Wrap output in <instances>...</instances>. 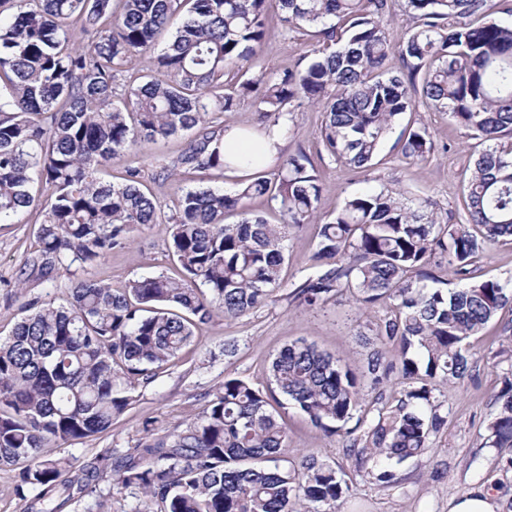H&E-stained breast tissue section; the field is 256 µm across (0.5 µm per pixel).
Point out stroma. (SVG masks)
Returning <instances> with one entry per match:
<instances>
[{"label":"stroma","instance_id":"stroma-1","mask_svg":"<svg viewBox=\"0 0 512 512\" xmlns=\"http://www.w3.org/2000/svg\"><path fill=\"white\" fill-rule=\"evenodd\" d=\"M310 38L300 31L284 32L278 16L270 18V33L258 49V58L267 74L295 68ZM323 114L320 108L302 105L288 116L284 152L307 154L320 172L321 216H334L351 195L378 189L397 188L412 199L431 203L443 220L454 224L463 214V186L482 150L468 131L448 113L417 103L413 120L424 124L434 149L423 161L404 159L394 139L380 148L381 164L361 172L336 166L320 159L319 132ZM186 137L145 144L131 164L141 169L143 182L164 211H174L176 188L235 189L231 174L218 177L209 173L185 175L181 184L155 180L165 159L176 156L186 146ZM35 214L24 212L11 223L0 224V338H7L20 318L23 303L35 299L64 303L76 281L96 279L122 287L141 276L178 275L169 256L161 227L135 226L130 242L113 249L104 260L92 266L72 265L61 269L54 281L31 282L25 290L14 286L16 272L37 247ZM319 219L296 230L288 239V259L283 267L281 288L262 306L232 320L216 317L201 326L193 343L179 359L169 364L150 385L138 389L136 401L111 427L89 438L68 444H49L44 454L66 457L81 464L104 451L121 457L139 444L164 437L183 426L215 399L225 375L246 379L256 387L267 383L272 358L288 344L303 339L317 345L362 371L367 358L359 333L367 323L385 319L390 310L379 305L359 308L347 297L330 299L313 309L298 306L292 299L295 284L314 275L311 260L317 242ZM478 279L512 281V241L490 246L475 263ZM512 319V310L503 309L485 333L471 338V372L464 380L437 391L435 401L446 423L432 436L431 446L418 457L395 469L391 484L365 479L358 459L348 453L347 436H325L296 409L285 415L288 445L294 457L312 456L335 465L350 491L339 512H448L450 502L470 491L490 493L498 506L512 501V448H494L488 441V427L499 412L497 396L504 377L512 378V332L502 325ZM234 342L236 356L224 355V345ZM114 471L105 469L96 493L73 505L72 512H134L141 500L136 490L113 486Z\"/></svg>","mask_w":512,"mask_h":512}]
</instances>
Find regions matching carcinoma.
I'll use <instances>...</instances> for the list:
<instances>
[{"label": "carcinoma", "mask_w": 512, "mask_h": 512, "mask_svg": "<svg viewBox=\"0 0 512 512\" xmlns=\"http://www.w3.org/2000/svg\"><path fill=\"white\" fill-rule=\"evenodd\" d=\"M405 2L409 28L386 25ZM488 0H0V224L32 209L38 247L16 287L54 278L67 262L89 266L126 244L133 226L161 224L180 277L160 274L114 288L81 280L64 304L21 306L0 340V467L21 466L27 512H63L95 491L109 456L79 467L48 458L49 442L81 440L112 426L140 387L189 346L217 315L237 319L281 285L290 234L316 217L320 175L307 155L274 177L237 178L227 194L178 187V210L162 212L129 165L120 183L101 167L138 145L188 135L159 176L237 171L224 157V116L251 99L278 125L292 104L318 105L328 158L352 170L374 166L398 133L409 160L433 150L427 129L407 125L417 92L461 127L491 143L475 160L457 224L388 187L347 198L320 225L318 268L293 299L313 308L348 293L364 309L389 306L374 324L363 377L304 340L272 359L266 387L228 374L215 399L183 427L117 464L116 484L145 497L144 512H334L348 484L327 462L288 461L281 409L300 410L327 436L352 437L357 454L400 464L430 447L445 418L434 391L469 371L467 340L507 305L512 286L475 279L474 258L512 238V23L487 18ZM289 31L313 34L302 69L254 76L245 68L269 30L268 8ZM450 18L470 19L456 26ZM156 74L135 85L126 73L154 50ZM391 55L398 72L385 69ZM265 197L278 224L247 208ZM240 211L236 224L224 223ZM446 267L456 287H433ZM399 345L400 365L382 348ZM400 369L410 381L396 404L361 411L365 383ZM491 446L512 448V380L504 378Z\"/></svg>", "instance_id": "1"}]
</instances>
